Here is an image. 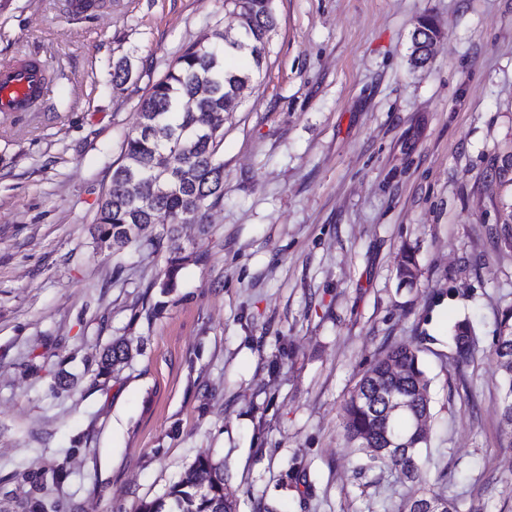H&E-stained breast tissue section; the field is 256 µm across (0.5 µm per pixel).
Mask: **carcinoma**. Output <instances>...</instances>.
<instances>
[{
	"instance_id": "obj_1",
	"label": "carcinoma",
	"mask_w": 512,
	"mask_h": 512,
	"mask_svg": "<svg viewBox=\"0 0 512 512\" xmlns=\"http://www.w3.org/2000/svg\"><path fill=\"white\" fill-rule=\"evenodd\" d=\"M240 15L236 33H216L224 43L223 53L200 44L186 47L141 99L136 125L125 136L96 214L100 249L119 250L152 224H205L208 210L224 198V162L219 160L224 129L219 118L240 106L244 91L261 72L269 33L275 27L271 0H245ZM429 31L428 19H421L410 53L415 66L430 59ZM234 57L250 59L252 68L228 66L227 59ZM450 339L456 359L468 362L474 351L469 322L455 323ZM420 352L412 342H399L377 358L342 407L344 436L365 454L368 469L393 471L408 484L400 512H419L425 500H443L448 512H459L456 501L427 485L421 449L428 447L429 438L413 448L396 445L380 456L369 452L385 447L389 437H407L413 416L432 415L430 379ZM493 355L500 370L501 419L512 430V373L505 370L512 362L511 307L502 314ZM394 364L405 368L404 377L390 375ZM389 393L401 397L407 409L385 430L378 413L383 411L380 399ZM140 512H237V496L224 481L222 465L201 456L162 497L144 503Z\"/></svg>"
}]
</instances>
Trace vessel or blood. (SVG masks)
<instances>
[{"mask_svg":"<svg viewBox=\"0 0 512 512\" xmlns=\"http://www.w3.org/2000/svg\"><path fill=\"white\" fill-rule=\"evenodd\" d=\"M49 79L43 64L34 56L0 64V112H25L29 103L47 92Z\"/></svg>","mask_w":512,"mask_h":512,"instance_id":"1","label":"vessel or blood"}]
</instances>
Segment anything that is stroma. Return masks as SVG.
<instances>
[{
  "label": "stroma",
  "instance_id": "obj_1",
  "mask_svg": "<svg viewBox=\"0 0 512 512\" xmlns=\"http://www.w3.org/2000/svg\"><path fill=\"white\" fill-rule=\"evenodd\" d=\"M64 3L0 0V60L52 68L32 111L0 113V512H138L201 455L239 512H398L406 484L365 469L341 412L403 341L431 381L428 480L512 512L492 355L512 306V0H272L266 64L224 115L223 201L114 253L93 219L141 98L237 23L224 0ZM424 17L440 36L416 67ZM428 21L427 18L421 19L413 33L410 61L415 66H423L430 59L432 41L428 33L431 31ZM449 337L456 359L461 363H467L474 351L472 328L469 322L455 323Z\"/></svg>",
  "mask_w": 512,
  "mask_h": 512
}]
</instances>
